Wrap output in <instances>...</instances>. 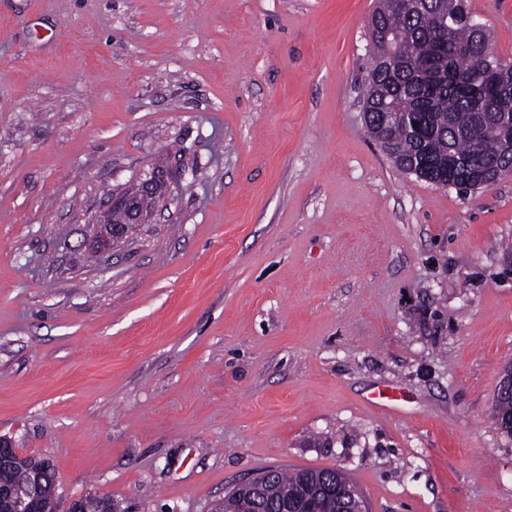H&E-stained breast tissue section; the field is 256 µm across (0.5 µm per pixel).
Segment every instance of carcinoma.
<instances>
[{
    "instance_id": "1",
    "label": "carcinoma",
    "mask_w": 512,
    "mask_h": 512,
    "mask_svg": "<svg viewBox=\"0 0 512 512\" xmlns=\"http://www.w3.org/2000/svg\"><path fill=\"white\" fill-rule=\"evenodd\" d=\"M444 24L443 55H435V34ZM372 68L364 88L370 135L382 144L397 169L428 172L466 192L485 180V164L499 161L497 178L512 174L506 159L512 145V63L498 59L489 32L478 33L455 18L448 0H429L420 10L379 0L369 24ZM499 71L502 86L486 93L474 79L475 63ZM496 421L512 418V396L498 395ZM10 481L25 485L37 459L19 457ZM270 493L297 504V512H351L353 484L337 469H267ZM216 512H276L274 505L236 490L224 495Z\"/></svg>"
}]
</instances>
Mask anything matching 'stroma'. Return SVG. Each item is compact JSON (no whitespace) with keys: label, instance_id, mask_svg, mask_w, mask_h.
<instances>
[{"label":"stroma","instance_id":"35a3bbf8","mask_svg":"<svg viewBox=\"0 0 512 512\" xmlns=\"http://www.w3.org/2000/svg\"><path fill=\"white\" fill-rule=\"evenodd\" d=\"M377 0H0V436L60 502L212 512L266 467L366 512H512V175L365 127ZM512 62V0H469ZM176 176L108 254L117 187Z\"/></svg>","mask_w":512,"mask_h":512}]
</instances>
